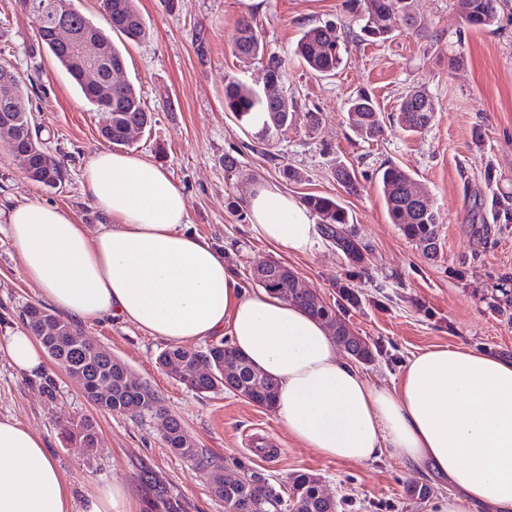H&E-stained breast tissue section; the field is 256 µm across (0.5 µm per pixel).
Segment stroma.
I'll list each match as a JSON object with an SVG mask.
<instances>
[{
  "instance_id": "obj_1",
  "label": "stroma",
  "mask_w": 512,
  "mask_h": 512,
  "mask_svg": "<svg viewBox=\"0 0 512 512\" xmlns=\"http://www.w3.org/2000/svg\"><path fill=\"white\" fill-rule=\"evenodd\" d=\"M149 36L124 43L120 79L132 82L151 127L131 142L129 153L166 168L183 190L192 230L224 255L226 266L246 290H253V266L277 260L297 275L302 287L338 311L350 328L378 348L364 372L390 385L400 367L419 350L466 344L512 358V307L489 304L497 285L512 288V0H500L499 24L486 32L467 27L456 0H417L420 18L434 34L418 39L399 30L384 43H356L358 26L345 0H137ZM253 18L269 52L287 57L283 91L300 114L266 153L251 151L254 130L241 126L224 106V83L236 76L262 87L260 61L239 62L231 35L238 19ZM335 23L349 44L336 76L308 71L292 51L306 26ZM461 55L449 68V54ZM0 63L11 65L27 89L41 138L63 159L65 178L50 189L29 180L20 163L0 151V202L42 201L97 231L96 217L83 195L84 165L104 148L101 115L70 75L35 37V24L20 0H0ZM425 88L438 110L424 131L405 135L386 128L363 141L349 127L348 97L365 89L383 112H394L408 89ZM319 115L308 128L306 112ZM237 158L234 175L225 155ZM354 167L357 181L346 188L333 175L336 162ZM409 171L425 187L439 211L440 248L428 257L391 224L373 173L384 162ZM301 174L283 178V167ZM259 185H273L296 199L308 194L335 198L353 219L367 249L353 264L326 238L313 252L295 254L268 244L249 220L232 214L230 201L246 203ZM348 288L356 304L343 300ZM46 306L39 289L21 271L20 256L0 232V344L22 327L26 305ZM91 344L124 361L132 375L148 383L180 419L197 445L217 459L238 457L261 470L275 486H287L299 471L317 474L339 512H432L409 487L427 483L426 471L384 457L349 464L323 457L296 443L275 410L226 390L197 393L158 363L167 343L119 318L84 327ZM0 417L33 430L68 483L74 501L112 484L131 495L132 512H165L139 474L149 469L180 499L184 512H224L207 476L167 449L165 421L136 420L90 404L76 380L46 361L32 378L0 352ZM93 419L101 451L86 461L66 439V421Z\"/></svg>"
}]
</instances>
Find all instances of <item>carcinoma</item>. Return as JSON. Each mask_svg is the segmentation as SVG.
Returning <instances> with one entry per match:
<instances>
[{"label": "carcinoma", "instance_id": "obj_1", "mask_svg": "<svg viewBox=\"0 0 512 512\" xmlns=\"http://www.w3.org/2000/svg\"><path fill=\"white\" fill-rule=\"evenodd\" d=\"M348 10L357 19L359 38L366 42H383L393 33L390 24L393 15L420 39L432 35L421 23L416 11V0H347ZM102 16L114 32L130 42H138L148 35L136 0H101ZM457 9L471 28L491 29L497 25L498 0H457ZM69 24L80 35L98 37L110 49L109 57L99 64L100 84L106 88V101H101L97 90L76 81L81 94L97 111L104 114L100 133L114 147L129 145L127 131L132 126L142 129L152 123V115L142 105L133 84L112 81L111 67L123 65L122 52L112 43L105 31L95 25L80 9L70 13ZM232 50L244 64L261 61L265 70V85L257 89L238 78L224 85L225 107L245 127L256 130L257 139L270 146L273 139L292 126L298 112L294 100L284 95L281 87L286 74V60L274 53H266L263 40L253 21L239 20L232 35ZM345 39L337 27L329 23L303 29L297 42L296 55L316 76H333L343 63ZM8 84L12 94L31 102L29 94L14 71L0 64V86ZM437 112L434 98L423 88L414 87L402 97L398 112L392 114V124L405 133L419 132L431 125ZM13 128L18 134L15 142H3V149L12 152L18 148L32 151L26 174L32 181L54 188L61 183L64 170L61 161L41 142L34 126L32 110L11 113ZM347 120L352 130L364 140L382 136L387 127L384 113L368 94L359 92L348 100ZM391 223L409 240L423 246L430 257L439 250L438 224L440 216L428 191H415V180L396 164L381 165L375 171ZM304 204L316 217L324 237L336 244L347 259L363 261L365 245L348 229L349 216L336 200L320 195L304 197ZM253 283L288 303L304 308L322 321L337 344L355 360L371 363L375 353L368 341L355 334L336 314V309L325 303L316 293L300 286L296 274L288 266L269 261L266 278ZM26 326L38 337L53 362L66 373L78 378L83 387L103 382L108 390L103 395L90 394L88 399L103 411L131 417H144L166 411L162 400L143 382L132 378L127 365L107 349L84 345L76 338L80 329L49 310L29 304L23 311ZM162 368L182 383L199 393H209L220 387L265 407L274 406L278 384L271 376L251 367L227 343L204 350L173 345L158 357ZM68 439L86 449L88 459L95 458L98 448V430L90 419L71 422L64 427ZM166 447L185 458L206 474L224 472V480H209L212 493L224 502V508L234 510L243 504L250 512H338L339 502L327 496L319 478L300 473L292 478L287 493L283 494L261 472L245 461L233 457L224 463L216 462L203 449L196 447L181 422L169 417L164 433ZM142 479L153 485L159 499L165 501L167 512H181V505L165 496L164 487L149 473Z\"/></svg>", "mask_w": 512, "mask_h": 512}]
</instances>
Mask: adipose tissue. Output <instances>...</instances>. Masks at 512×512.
Instances as JSON below:
<instances>
[{
  "mask_svg": "<svg viewBox=\"0 0 512 512\" xmlns=\"http://www.w3.org/2000/svg\"><path fill=\"white\" fill-rule=\"evenodd\" d=\"M83 191L99 229L40 201L0 209V230L22 273L79 324L119 316L152 336L193 345L229 336L234 350L279 383L276 413L304 447L362 464L389 455L424 465L453 486L435 512H512V359L461 344L412 354L397 384L371 381L302 308L243 289L212 244L190 231L185 195L156 162L94 151ZM252 225L270 243L306 254L317 229L295 198L273 186L248 198ZM18 370L44 371L29 328L7 336ZM0 512H130L112 485L74 504L40 438L0 418Z\"/></svg>",
  "mask_w": 512,
  "mask_h": 512,
  "instance_id": "obj_1",
  "label": "adipose tissue"
}]
</instances>
